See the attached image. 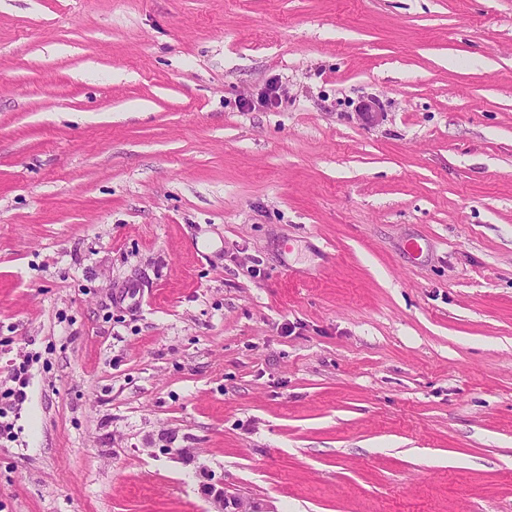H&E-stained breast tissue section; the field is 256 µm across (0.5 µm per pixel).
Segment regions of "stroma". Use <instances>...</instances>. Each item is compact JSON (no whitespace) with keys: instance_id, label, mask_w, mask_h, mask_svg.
<instances>
[{"instance_id":"1","label":"stroma","mask_w":512,"mask_h":512,"mask_svg":"<svg viewBox=\"0 0 512 512\" xmlns=\"http://www.w3.org/2000/svg\"><path fill=\"white\" fill-rule=\"evenodd\" d=\"M0 423V512H512V0H0ZM205 495L216 509L210 512H275L247 498L229 494L223 478L215 479L214 475L209 478Z\"/></svg>"}]
</instances>
